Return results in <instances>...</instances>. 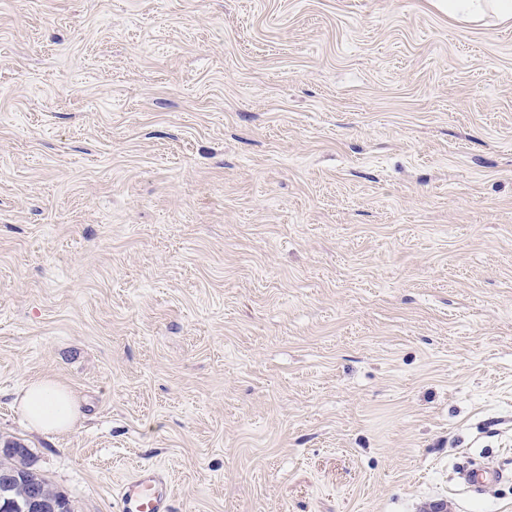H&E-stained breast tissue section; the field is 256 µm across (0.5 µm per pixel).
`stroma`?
I'll return each instance as SVG.
<instances>
[{
	"label": "stroma",
	"instance_id": "1",
	"mask_svg": "<svg viewBox=\"0 0 512 512\" xmlns=\"http://www.w3.org/2000/svg\"><path fill=\"white\" fill-rule=\"evenodd\" d=\"M1 441L74 512H512V23L0 0ZM18 408L29 426L41 433L70 429L78 415L69 390L50 378L29 382L19 396ZM501 472H494L485 467H473L461 472V480L474 492H481L490 483L503 479ZM171 484L157 469H142L120 487L117 512H172Z\"/></svg>",
	"mask_w": 512,
	"mask_h": 512
}]
</instances>
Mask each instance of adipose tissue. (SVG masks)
<instances>
[{
    "mask_svg": "<svg viewBox=\"0 0 512 512\" xmlns=\"http://www.w3.org/2000/svg\"><path fill=\"white\" fill-rule=\"evenodd\" d=\"M441 13L462 23H476L493 17L512 22V0H431ZM18 408L29 426L41 433L70 429L78 407L69 390L50 378L29 382L18 399Z\"/></svg>",
    "mask_w": 512,
    "mask_h": 512,
    "instance_id": "1",
    "label": "adipose tissue"
}]
</instances>
